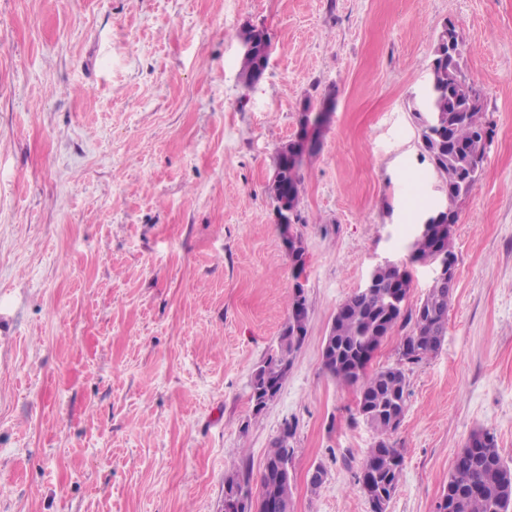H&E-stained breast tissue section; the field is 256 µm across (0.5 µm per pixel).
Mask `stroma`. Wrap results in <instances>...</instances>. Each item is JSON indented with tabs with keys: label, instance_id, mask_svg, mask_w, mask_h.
I'll use <instances>...</instances> for the list:
<instances>
[{
	"label": "stroma",
	"instance_id": "1",
	"mask_svg": "<svg viewBox=\"0 0 512 512\" xmlns=\"http://www.w3.org/2000/svg\"><path fill=\"white\" fill-rule=\"evenodd\" d=\"M247 22L272 38L250 89ZM448 24L494 134L456 205L447 335L405 368L387 512H436L473 432L512 464V0H0V512H220L289 422L292 512H370L376 434L322 345L445 199L411 108ZM329 96L297 279L266 186ZM298 283L307 336L257 412ZM253 494L251 487V475L249 470L245 472L233 471L224 476V499L229 497L247 496Z\"/></svg>",
	"mask_w": 512,
	"mask_h": 512
}]
</instances>
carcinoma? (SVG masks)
<instances>
[{"mask_svg": "<svg viewBox=\"0 0 512 512\" xmlns=\"http://www.w3.org/2000/svg\"><path fill=\"white\" fill-rule=\"evenodd\" d=\"M271 37L260 32L250 52L241 58L238 81L245 88L256 84V77L269 64ZM425 95L412 99V115L417 124L418 147L444 186L447 209L441 211L433 233L417 238L410 248L409 264L455 265L452 234L440 231L442 224L457 221V201L477 187L490 145V130L483 120L480 92L463 70V50L453 24L444 27L429 65ZM289 148L276 151L275 176L267 187L273 203L288 202L293 222L300 217L302 166L288 163ZM372 288L350 295L336 310L325 338L322 362L327 374L345 386L357 389V411L376 432L377 440L363 463L371 485L369 501H390L403 465V453L390 436L407 409L408 383L401 365L380 368L367 374L370 353L397 327H410L400 345V360L418 364L439 351L447 333L448 305L455 277L437 276L415 306L409 299L413 277L408 264L387 263L376 268ZM303 340L287 324L278 344L250 381V402L255 412L267 406L268 391L282 385L294 353ZM293 427L286 425L274 442L259 473L257 512H266V501L277 512H291V473L282 472L278 463L292 461L288 439ZM252 494L250 472L233 471L224 476V496ZM437 512H512V468L503 460L495 436L476 431L456 456Z\"/></svg>", "mask_w": 512, "mask_h": 512, "instance_id": "carcinoma-1", "label": "carcinoma"}]
</instances>
